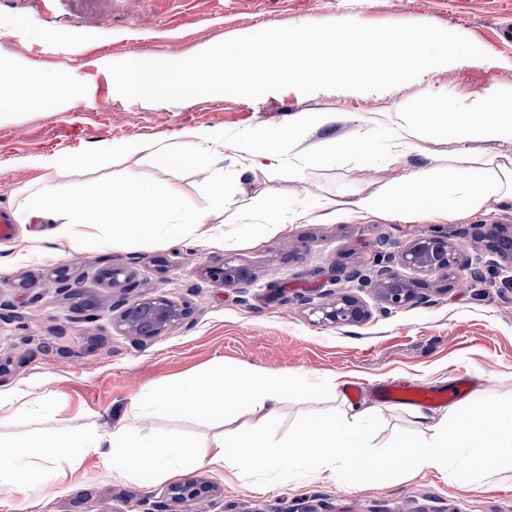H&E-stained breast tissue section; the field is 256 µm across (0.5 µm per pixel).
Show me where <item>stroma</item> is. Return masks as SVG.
Returning <instances> with one entry per match:
<instances>
[{
  "label": "stroma",
  "mask_w": 512,
  "mask_h": 512,
  "mask_svg": "<svg viewBox=\"0 0 512 512\" xmlns=\"http://www.w3.org/2000/svg\"><path fill=\"white\" fill-rule=\"evenodd\" d=\"M511 18L512 0H0V55L61 87L59 99L0 118V212L13 213L18 191L32 176L24 160L81 153L91 158L85 168L59 165L45 171L46 182L64 192L89 189L132 170L174 185L225 233L210 242L184 236L59 253L50 221L13 224L11 235L0 239V299L12 306L11 314L0 316V363L7 369L0 390L52 377L59 411L40 419L18 416L7 434L22 438L48 430L64 436L92 420L108 431L143 388L218 364L228 373L311 375L312 388L279 409L273 427L281 437L346 397L377 407V446L398 436L419 437L405 403L382 402L371 392V384L383 380L446 389V403L433 409L437 416L459 402L512 403V269L492 266L468 234L476 224L512 225V202L490 198L468 219L440 227L424 217L356 218L347 212L359 193L421 168L446 167L462 147L512 158V143L474 132L462 144L435 134L410 155L389 160L383 154L384 122L395 104L422 96L431 85L458 96L491 87L511 93L512 68L466 59L435 67L430 84L412 81L382 92L284 89L255 99L208 94L158 103L122 97L108 70L133 54L171 61L268 28L340 20L431 24L465 36L486 54L512 58V45L495 35L497 25ZM70 67L80 75L73 86L65 79ZM300 112L362 113L373 154L354 157L338 149V140L353 135L348 123L312 124L284 152H319L320 162L293 175L284 167H249L245 154L228 152L217 162L224 170V193L217 196L196 153L183 144L188 132L224 140L242 139L258 127L282 132ZM112 140H164L178 150L169 157L96 160L97 150ZM273 197L315 209L307 220L278 229L260 219ZM322 200L332 201L333 210L319 209ZM438 227L455 237L469 269L482 272L481 282L459 289L438 274L429 277L422 302L380 313L372 288L375 261ZM227 260L248 267L251 284L227 287L208 277V267ZM116 267L124 272L118 289L105 276ZM341 269L360 271V280L332 285ZM61 275L79 296L54 288ZM273 282L282 286L281 295L272 294ZM119 291L171 298L190 314L169 334L138 347L115 324L110 304ZM339 291L364 301L371 319L321 325L300 303L304 295L325 302ZM461 370L474 387L467 396L457 390ZM333 377L342 381L334 390L328 386ZM188 476L220 489L194 504L193 512H512V482L477 486L463 477L451 485L428 469L377 473L357 486L312 475L281 478L255 493L203 463L193 464ZM168 487L149 476L115 477L89 456L65 483L48 481L35 494L6 496L0 512H154Z\"/></svg>",
  "instance_id": "35a3bbf8"
}]
</instances>
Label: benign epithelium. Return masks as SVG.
<instances>
[{"label":"benign epithelium","instance_id":"7a95c632","mask_svg":"<svg viewBox=\"0 0 512 512\" xmlns=\"http://www.w3.org/2000/svg\"><path fill=\"white\" fill-rule=\"evenodd\" d=\"M479 239L485 249L496 257V264L512 267V225L485 224ZM455 270H467L459 246L440 231L424 233L410 241L393 258L379 266L375 275L374 291L386 313L419 299V277ZM210 276L224 285H247L252 277L246 269L229 261L209 270ZM310 305V314L323 325L358 324L371 318V312L358 298L342 294L328 303ZM111 310L117 312L116 324L132 342L144 345L182 324L188 315L187 307L166 297L129 299L119 296L112 301ZM219 494L214 485H203L196 479L173 484L168 488L167 503L157 512H182L178 506L202 498V493Z\"/></svg>","mask_w":512,"mask_h":512}]
</instances>
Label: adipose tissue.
I'll use <instances>...</instances> for the list:
<instances>
[{
	"label": "adipose tissue",
	"instance_id": "adipose-tissue-1",
	"mask_svg": "<svg viewBox=\"0 0 512 512\" xmlns=\"http://www.w3.org/2000/svg\"><path fill=\"white\" fill-rule=\"evenodd\" d=\"M60 94V87L47 77L19 70L12 60L0 57V110L25 112ZM472 129L512 142V95L488 89L458 99L445 89L430 88L422 97L390 111L387 149L390 155L406 156L428 135L454 136ZM282 141L247 136L239 141L196 143L211 192L224 191V179L213 171L212 159L227 150L245 153L257 168L287 163L298 172L313 161V154L307 153L286 162ZM58 165L54 155L29 161L37 176L28 182L31 195L17 202L14 217L21 224L52 218L57 223V241L71 250H81L88 238L99 234L116 243L173 240L186 232L202 241L218 235L208 214L190 206L173 185L156 184L131 171L89 193L71 196L57 193L42 177L43 171ZM492 197L512 201V163L463 149L453 158L450 171H416L395 189L359 195L351 211L401 217L425 214L451 223L481 210ZM307 382L303 374L290 378L254 371L228 375L215 367L190 379L144 388L131 398L127 411L138 418L170 415L220 420L241 404L264 412L256 423L199 441L164 431L143 435L120 424L103 431L93 422L64 438L39 432L15 439L0 432V491L36 493L42 481L64 478L67 463L89 455L97 456L113 476L125 479L148 472L165 481L185 475L188 464L202 462L235 479L248 472L274 477L312 473L333 480L344 472L430 469L448 483L463 475L477 485L512 481L511 404H454L439 417L410 407L408 414L422 429V438L397 439L387 453L375 455L370 451L369 426L375 417L371 407L349 403L303 422L288 439L275 435L271 424L279 405ZM54 410L52 394L38 391L36 385L0 392V424L19 412L42 417Z\"/></svg>",
	"mask_w": 512,
	"mask_h": 512
}]
</instances>
